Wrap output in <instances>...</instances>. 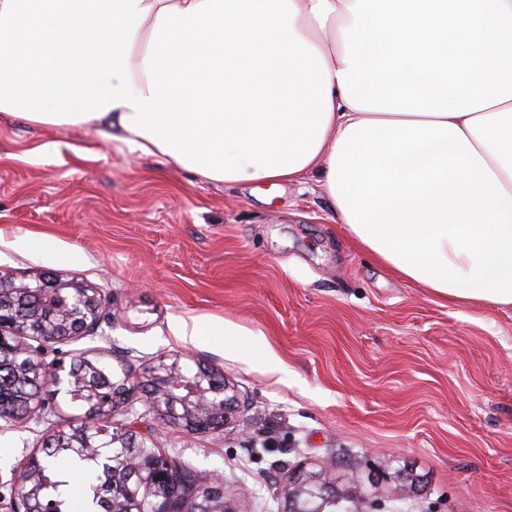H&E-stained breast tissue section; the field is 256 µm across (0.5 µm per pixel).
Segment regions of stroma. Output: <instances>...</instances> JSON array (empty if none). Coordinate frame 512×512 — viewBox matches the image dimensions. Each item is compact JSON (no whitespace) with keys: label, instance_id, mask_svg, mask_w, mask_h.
Returning <instances> with one entry per match:
<instances>
[{"label":"stroma","instance_id":"obj_1","mask_svg":"<svg viewBox=\"0 0 512 512\" xmlns=\"http://www.w3.org/2000/svg\"><path fill=\"white\" fill-rule=\"evenodd\" d=\"M1 271L102 294L95 335L44 362L83 353L137 382L175 359L223 373L231 424L192 434L139 402L136 430L221 475L237 512H278L268 490L295 465L344 475L367 512H512V312L448 304L380 266L315 181L227 186L96 128L0 112ZM179 318L244 333L185 343ZM49 430L0 429V512ZM405 468L421 483L401 499Z\"/></svg>","mask_w":512,"mask_h":512}]
</instances>
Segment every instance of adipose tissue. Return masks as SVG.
<instances>
[{"instance_id": "ef3b65f1", "label": "adipose tissue", "mask_w": 512, "mask_h": 512, "mask_svg": "<svg viewBox=\"0 0 512 512\" xmlns=\"http://www.w3.org/2000/svg\"><path fill=\"white\" fill-rule=\"evenodd\" d=\"M0 112L214 182L320 176L378 264L512 309V0H0Z\"/></svg>"}]
</instances>
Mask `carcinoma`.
<instances>
[{
  "label": "carcinoma",
  "mask_w": 512,
  "mask_h": 512,
  "mask_svg": "<svg viewBox=\"0 0 512 512\" xmlns=\"http://www.w3.org/2000/svg\"><path fill=\"white\" fill-rule=\"evenodd\" d=\"M103 299L95 288L86 287L73 301L66 293L50 288H0V317L8 330L0 338V427L6 429L34 415L55 414L58 388L53 374L36 360L25 340L34 338L65 343L84 330L89 319L102 313ZM67 380L65 403L76 411L66 426H54L27 459L20 496L25 512H74L73 496L59 487L62 466L70 463L85 474L82 484V512H141L148 489L142 484L144 472L161 477L170 506L181 512H224V482L204 480L202 474L165 456L148 439L123 426H112V414L133 399L138 387L145 401L158 392L154 384L157 369L145 380H130L126 365L119 369L108 363L76 355L61 362ZM185 380L194 375H211L219 382L215 397L224 395V375L198 363L182 368ZM339 477L323 483L325 497L318 498V512H359L356 495L336 494Z\"/></svg>",
  "instance_id": "cac0c4a2"
}]
</instances>
